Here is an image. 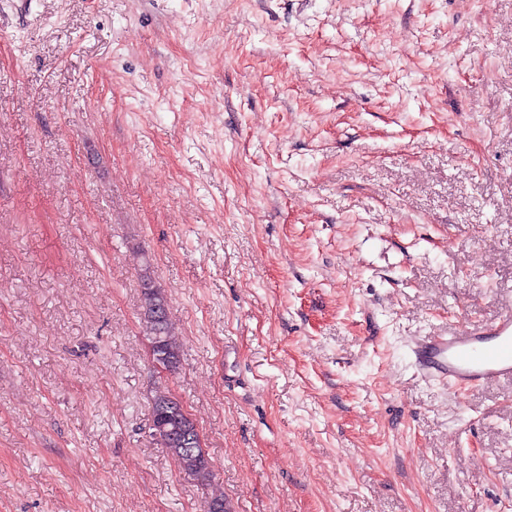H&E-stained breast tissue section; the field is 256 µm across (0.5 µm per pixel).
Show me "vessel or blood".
Returning <instances> with one entry per match:
<instances>
[{
    "mask_svg": "<svg viewBox=\"0 0 512 512\" xmlns=\"http://www.w3.org/2000/svg\"><path fill=\"white\" fill-rule=\"evenodd\" d=\"M414 361L431 379L467 390L512 379V312L489 323L450 326L417 344Z\"/></svg>",
    "mask_w": 512,
    "mask_h": 512,
    "instance_id": "obj_1",
    "label": "vessel or blood"
}]
</instances>
